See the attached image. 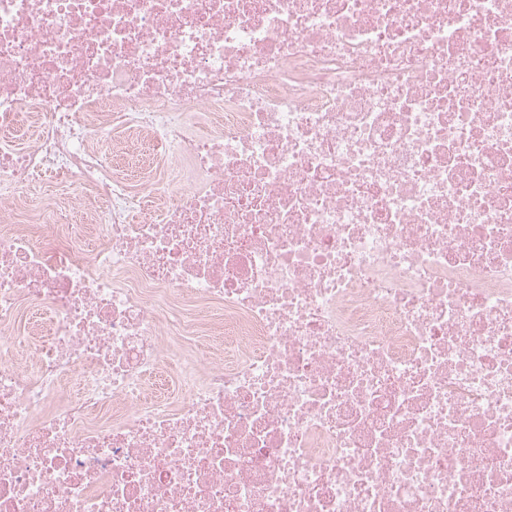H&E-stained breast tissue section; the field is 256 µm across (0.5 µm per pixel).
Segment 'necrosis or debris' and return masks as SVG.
I'll return each instance as SVG.
<instances>
[{
	"label": "necrosis or debris",
	"mask_w": 512,
	"mask_h": 512,
	"mask_svg": "<svg viewBox=\"0 0 512 512\" xmlns=\"http://www.w3.org/2000/svg\"><path fill=\"white\" fill-rule=\"evenodd\" d=\"M0 512H512V0H0Z\"/></svg>",
	"instance_id": "obj_1"
}]
</instances>
